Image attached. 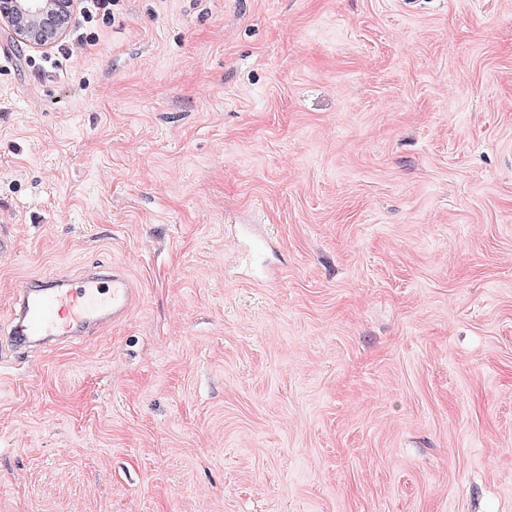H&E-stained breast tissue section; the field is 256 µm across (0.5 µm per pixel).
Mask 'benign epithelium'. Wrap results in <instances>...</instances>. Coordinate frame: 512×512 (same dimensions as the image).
Masks as SVG:
<instances>
[{
    "mask_svg": "<svg viewBox=\"0 0 512 512\" xmlns=\"http://www.w3.org/2000/svg\"><path fill=\"white\" fill-rule=\"evenodd\" d=\"M77 0H0V24L34 51L48 50L66 34Z\"/></svg>",
    "mask_w": 512,
    "mask_h": 512,
    "instance_id": "1",
    "label": "benign epithelium"
}]
</instances>
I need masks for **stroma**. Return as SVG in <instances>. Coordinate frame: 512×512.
<instances>
[{
    "label": "stroma",
    "mask_w": 512,
    "mask_h": 512,
    "mask_svg": "<svg viewBox=\"0 0 512 512\" xmlns=\"http://www.w3.org/2000/svg\"><path fill=\"white\" fill-rule=\"evenodd\" d=\"M97 32L33 66L0 25V323L30 275L141 291L0 358V512H512V0Z\"/></svg>",
    "instance_id": "1"
}]
</instances>
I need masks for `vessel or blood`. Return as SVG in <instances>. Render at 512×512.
Returning a JSON list of instances; mask_svg holds the SVG:
<instances>
[{
	"label": "vessel or blood",
	"mask_w": 512,
	"mask_h": 512,
	"mask_svg": "<svg viewBox=\"0 0 512 512\" xmlns=\"http://www.w3.org/2000/svg\"><path fill=\"white\" fill-rule=\"evenodd\" d=\"M140 301L120 266H89L75 277L24 279L10 302V320L0 325V351L20 352L75 342L126 319Z\"/></svg>",
	"instance_id": "obj_1"
}]
</instances>
